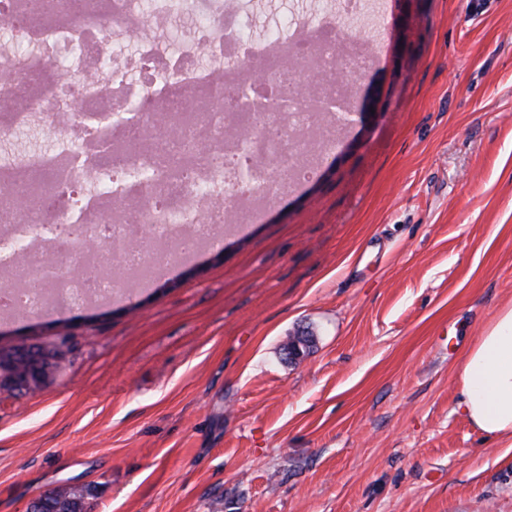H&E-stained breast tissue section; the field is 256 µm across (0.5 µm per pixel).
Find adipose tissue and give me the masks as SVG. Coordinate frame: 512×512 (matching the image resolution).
<instances>
[{
    "label": "adipose tissue",
    "instance_id": "adipose-tissue-1",
    "mask_svg": "<svg viewBox=\"0 0 512 512\" xmlns=\"http://www.w3.org/2000/svg\"><path fill=\"white\" fill-rule=\"evenodd\" d=\"M461 406L487 437L512 443V305L490 324L458 369Z\"/></svg>",
    "mask_w": 512,
    "mask_h": 512
}]
</instances>
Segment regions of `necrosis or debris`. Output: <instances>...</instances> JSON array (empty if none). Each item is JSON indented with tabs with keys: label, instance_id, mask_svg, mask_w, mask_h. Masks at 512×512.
I'll return each mask as SVG.
<instances>
[{
	"label": "necrosis or debris",
	"instance_id": "4bbe7bcc",
	"mask_svg": "<svg viewBox=\"0 0 512 512\" xmlns=\"http://www.w3.org/2000/svg\"><path fill=\"white\" fill-rule=\"evenodd\" d=\"M49 2L36 15L30 0H0V29L28 46L21 57L0 49V138L39 119L68 120L70 131L49 152H0V247L26 239L0 274L26 311L52 295L71 306L112 299L144 279V264L157 272L214 243L229 203L277 193L326 157L370 62L332 18L298 16L262 45L224 36L239 0H195L199 25L177 56L147 39L165 12L143 0ZM119 34L142 37L131 71L57 68V53L106 54ZM279 43L289 53L263 83L246 82L248 59ZM125 101L135 119L101 133L98 114ZM102 177L116 198L99 195Z\"/></svg>",
	"mask_w": 512,
	"mask_h": 512
}]
</instances>
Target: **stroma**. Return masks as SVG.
I'll list each match as a JSON object with an SVG mask.
<instances>
[{
  "mask_svg": "<svg viewBox=\"0 0 512 512\" xmlns=\"http://www.w3.org/2000/svg\"><path fill=\"white\" fill-rule=\"evenodd\" d=\"M347 32L376 54L309 178L124 295L0 317L2 347L70 339L41 392H0V512L65 483L88 512H512V447L458 380L512 304V0H364Z\"/></svg>",
  "mask_w": 512,
  "mask_h": 512,
  "instance_id": "obj_1",
  "label": "stroma"
}]
</instances>
